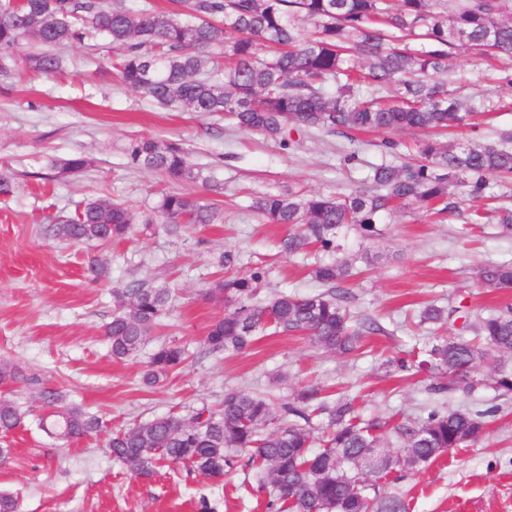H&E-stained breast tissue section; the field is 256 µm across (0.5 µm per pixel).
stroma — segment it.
Wrapping results in <instances>:
<instances>
[{
	"label": "stroma",
	"mask_w": 512,
	"mask_h": 512,
	"mask_svg": "<svg viewBox=\"0 0 512 512\" xmlns=\"http://www.w3.org/2000/svg\"><path fill=\"white\" fill-rule=\"evenodd\" d=\"M55 52L63 68L54 75L0 72V174L12 181L11 194L0 196V361L19 363L70 403L102 417L106 429L215 406L230 388L280 403L314 383L355 397L362 417L416 418L436 400L427 374H388L382 363L432 342L433 330L419 324V311L430 303L461 304L477 316L512 303V290L486 287L477 277L483 266L512 261V231L475 222L472 203L441 217L404 209L383 219L380 238L366 242L352 234L344 242L346 252L364 248L373 261L346 280L348 308L381 327L366 337L357 360L312 347L301 335L264 336L235 356L204 353L208 327L224 313L223 301L204 292L220 275L265 266L262 299L318 288L308 273L313 254L282 253L285 226L269 223L254 209L255 200L290 190L336 196L369 188L372 165L387 159L381 137L359 133L350 141L311 131L284 149L263 135L236 130L223 115L164 108L123 86L108 65L113 49L103 36ZM454 61L452 89L468 101H491L495 110L482 117L478 131L456 129L449 139L489 137L512 127V85L505 80L512 57L491 63L461 47ZM144 138L179 144L201 178L174 185L128 167L129 145ZM72 156L84 157L86 168L57 175L55 163ZM174 188L214 205L219 222L166 233L154 207L162 192ZM98 198L123 202L140 216L129 239L67 244L40 234L49 218L73 215L78 203ZM227 253L232 265L219 268ZM92 256L107 262L109 280L86 278ZM144 278L165 284L174 296L158 338L177 340L189 353L180 370L153 387L143 383L150 348L116 361L104 336L113 288ZM0 395L28 413L13 436L10 462L0 467V493L17 496L18 512H194L203 496L217 512H261L245 469L220 487L178 465L136 477L112 459L104 435L54 446L37 428L31 388L0 386ZM469 401L497 409L484 436L386 485L407 512H512V398L482 388L450 404Z\"/></svg>",
	"instance_id": "35a3bbf8"
}]
</instances>
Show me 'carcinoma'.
Returning a JSON list of instances; mask_svg holds the SVG:
<instances>
[{"label":"carcinoma","mask_w":512,"mask_h":512,"mask_svg":"<svg viewBox=\"0 0 512 512\" xmlns=\"http://www.w3.org/2000/svg\"><path fill=\"white\" fill-rule=\"evenodd\" d=\"M173 14L148 6L133 11L107 0H0V62L15 61L34 38L43 51L25 56L44 75L61 68L54 48L81 43L90 34L108 38L116 51L109 66L123 84L162 106L193 112H222L235 126L296 144L292 132L317 130L351 137L386 135L382 146L395 155L394 135L407 130L439 132L473 125L479 103H466L448 89L454 72L452 49L464 46L484 55L512 54V0H176ZM134 169L164 175L170 182L200 174L179 145L141 139L127 149ZM371 186L348 195H266L256 202L273 224L288 227L281 250L309 247L321 254L311 278L324 290L299 296L276 293L257 301L266 272L255 267L207 289L227 302L224 315L204 337L215 356L244 352L271 329L301 334L311 345L348 357L359 354L375 322L353 319L341 283L362 254L349 255L341 230L360 237L380 235L384 214L415 206L453 212L454 189L465 201L489 204L494 189L512 182V129L494 142L431 141L409 163L372 167ZM157 212L167 230L184 224H212L217 210L171 190ZM137 215L110 199L91 201L75 215L42 225L43 234L67 243L110 244L129 237ZM87 276L109 278V268L92 257ZM479 280L512 288V262L480 268ZM171 289L137 279L112 289V320L104 327L112 357L135 358L170 311ZM457 310L426 305L419 323L445 325ZM474 336H437L422 360L386 363L428 373V391L439 397L470 396L488 386L512 395V305L479 316ZM185 347L160 340L143 376L147 386L178 370ZM33 389L47 413L38 427L53 442L69 444L102 428V420L66 402L58 389L33 374L0 362V384ZM497 409L437 403L416 419H365L354 399L331 400L320 386L304 387L278 407L240 389L224 391L219 408L202 405L186 415L169 413L112 432V458L143 478L171 464L218 484L237 471L242 454L253 470L257 491L267 494L268 512H405L401 499L383 492L391 476L420 472L444 453L465 448L484 433ZM323 415L319 428L314 418ZM27 413L0 399V434L24 426Z\"/></svg>","instance_id":"carcinoma-1"}]
</instances>
